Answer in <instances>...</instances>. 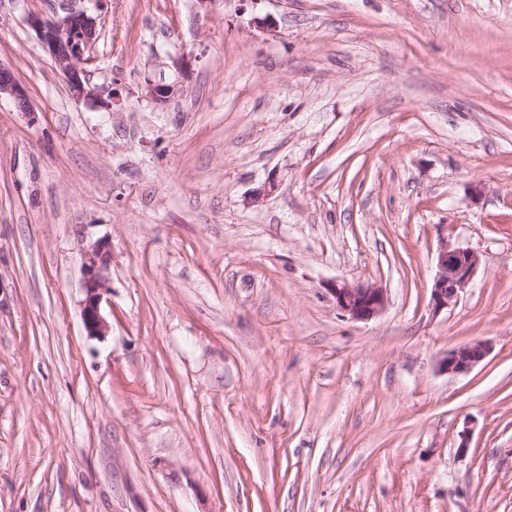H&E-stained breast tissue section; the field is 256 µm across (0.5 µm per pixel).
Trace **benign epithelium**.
Returning <instances> with one entry per match:
<instances>
[{"instance_id": "1", "label": "benign epithelium", "mask_w": 512, "mask_h": 512, "mask_svg": "<svg viewBox=\"0 0 512 512\" xmlns=\"http://www.w3.org/2000/svg\"><path fill=\"white\" fill-rule=\"evenodd\" d=\"M108 0H94V10H70L62 17L48 18L37 11L26 14L27 26L36 34L55 69L65 78L69 91L78 100L94 102L98 90L91 83L87 66L90 51L100 36L103 6ZM177 92L174 85L145 82V96L163 101ZM7 96L22 112L30 111L23 87L10 68L0 63V97ZM480 265V256L471 249L453 248L443 242L438 251L437 271L431 288L434 308H445L457 301ZM112 246L103 238L85 242L81 249V316L88 335L102 337L109 332L103 315V302L110 290ZM336 307L355 321H368L386 306L385 291L375 285H351L336 281L328 288ZM492 352V344L475 340L448 351L439 369L450 376L470 372Z\"/></svg>"}]
</instances>
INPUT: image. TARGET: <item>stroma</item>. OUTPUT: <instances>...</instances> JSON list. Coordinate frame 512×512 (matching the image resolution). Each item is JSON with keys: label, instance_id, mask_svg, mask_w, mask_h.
Listing matches in <instances>:
<instances>
[{"label": "stroma", "instance_id": "35a3bbf8", "mask_svg": "<svg viewBox=\"0 0 512 512\" xmlns=\"http://www.w3.org/2000/svg\"><path fill=\"white\" fill-rule=\"evenodd\" d=\"M90 5L0 0V512H512V0H109L95 103L25 23ZM2 96L11 98L20 111H31L23 87L11 69L0 63V99ZM111 266V243L103 238L85 240L81 249V316L88 336L102 337L109 332V324L103 315V302H106L110 290ZM480 265V256L471 249L453 248L442 242L438 251L437 271L431 288L435 309L448 307L456 302ZM336 307L355 321H368L379 315L386 306L383 288L375 285H351L336 281L327 288ZM492 348L487 341H472L448 351L441 359L439 369L450 376L468 373L491 354Z\"/></svg>", "mask_w": 512, "mask_h": 512}]
</instances>
